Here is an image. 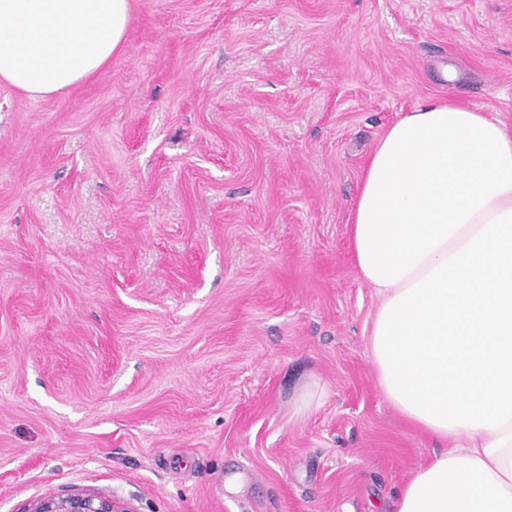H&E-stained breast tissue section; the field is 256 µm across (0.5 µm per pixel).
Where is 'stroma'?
<instances>
[{
    "label": "stroma",
    "instance_id": "1",
    "mask_svg": "<svg viewBox=\"0 0 512 512\" xmlns=\"http://www.w3.org/2000/svg\"><path fill=\"white\" fill-rule=\"evenodd\" d=\"M131 3L92 79L0 83V512H383L436 443L377 387L351 208L399 113L512 127V0ZM29 512H131L115 499L74 492L65 496L47 497L36 501Z\"/></svg>",
    "mask_w": 512,
    "mask_h": 512
}]
</instances>
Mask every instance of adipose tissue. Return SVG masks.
I'll list each match as a JSON object with an SVG mask.
<instances>
[{"label": "adipose tissue", "instance_id": "ef3b65f1", "mask_svg": "<svg viewBox=\"0 0 512 512\" xmlns=\"http://www.w3.org/2000/svg\"><path fill=\"white\" fill-rule=\"evenodd\" d=\"M131 0H0V82L47 99L89 80L117 53ZM512 209V129L475 107L434 100L401 113L366 166L349 225L360 277L381 303ZM406 420L441 447L388 512H512V420L498 429Z\"/></svg>", "mask_w": 512, "mask_h": 512}]
</instances>
